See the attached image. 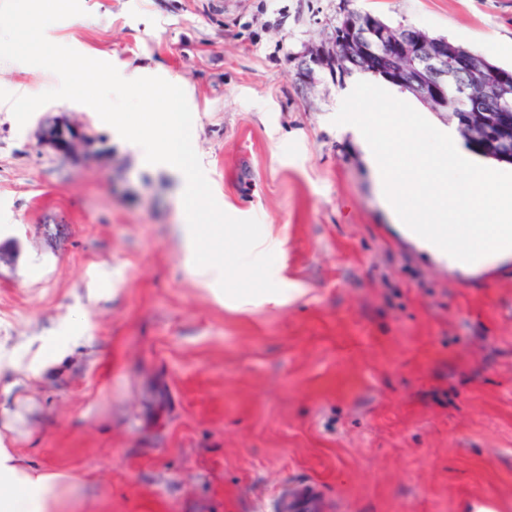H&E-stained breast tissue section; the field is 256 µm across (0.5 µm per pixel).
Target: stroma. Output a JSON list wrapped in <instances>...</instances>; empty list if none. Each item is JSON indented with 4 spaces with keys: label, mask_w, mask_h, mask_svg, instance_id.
Masks as SVG:
<instances>
[{
    "label": "stroma",
    "mask_w": 512,
    "mask_h": 512,
    "mask_svg": "<svg viewBox=\"0 0 512 512\" xmlns=\"http://www.w3.org/2000/svg\"><path fill=\"white\" fill-rule=\"evenodd\" d=\"M47 38L122 76L176 78L213 196L281 241L284 305L236 311L192 272L183 173L90 107L18 125L0 105V433L79 478L81 512H260L315 477L342 512H512V261L476 280L402 239L363 153L332 122L345 89L296 59L340 7L512 69V0H80ZM0 61V89L56 88ZM81 124L91 156L39 144ZM59 362L40 371L39 349Z\"/></svg>",
    "instance_id": "1"
}]
</instances>
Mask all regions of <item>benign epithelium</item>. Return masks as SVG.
I'll return each instance as SVG.
<instances>
[{"mask_svg":"<svg viewBox=\"0 0 512 512\" xmlns=\"http://www.w3.org/2000/svg\"><path fill=\"white\" fill-rule=\"evenodd\" d=\"M351 35L345 40H328L329 47L320 46L304 55L297 64L301 75L325 70L332 75H348L353 69L381 75L385 80L416 97L432 111H452L461 132L476 140L484 129L481 115L512 99V77L503 70L489 68L483 59L461 50L447 39L431 37L414 28L411 39L404 40L379 24L376 15L361 11L349 22ZM461 77L467 82L466 93L471 101L467 112L454 111L448 99V82ZM59 148L67 153H88L97 142L86 127L68 126L46 131Z\"/></svg>","mask_w":512,"mask_h":512,"instance_id":"1","label":"benign epithelium"}]
</instances>
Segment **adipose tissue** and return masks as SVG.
<instances>
[{
	"instance_id": "1",
	"label": "adipose tissue",
	"mask_w": 512,
	"mask_h": 512,
	"mask_svg": "<svg viewBox=\"0 0 512 512\" xmlns=\"http://www.w3.org/2000/svg\"><path fill=\"white\" fill-rule=\"evenodd\" d=\"M74 476L43 470L0 444V512H61L75 498Z\"/></svg>"
}]
</instances>
